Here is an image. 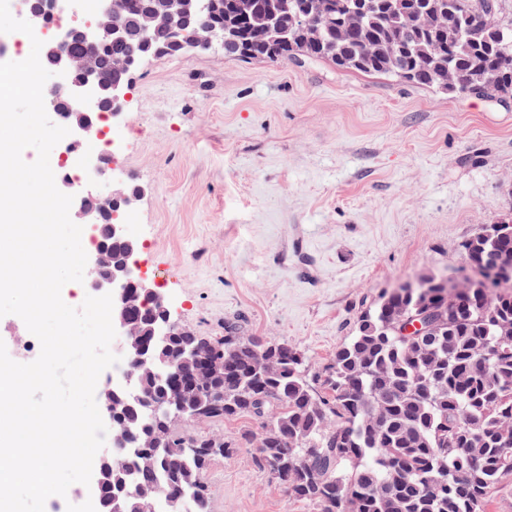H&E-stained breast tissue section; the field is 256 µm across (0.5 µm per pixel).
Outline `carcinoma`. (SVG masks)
Returning <instances> with one entry per match:
<instances>
[{
  "mask_svg": "<svg viewBox=\"0 0 512 512\" xmlns=\"http://www.w3.org/2000/svg\"><path fill=\"white\" fill-rule=\"evenodd\" d=\"M119 42L71 40L70 54H91L104 80L120 58H139L193 39L206 25L224 55L242 61L300 58L328 61L343 71L383 75L450 96L512 95V3L509 0H217L197 11L196 22L176 33L160 24L148 32L131 21L160 0H112ZM299 14L303 25L290 17ZM57 113L69 123L82 110L57 95ZM471 288L448 307V280L432 278L385 293L359 316L358 329L336 348L332 362L308 373L297 348L239 336L227 322L224 338L210 344L224 361L183 359L202 337L175 332L160 359L142 336L145 363L130 374L144 401L117 409L130 439L157 434L154 465L124 453L112 470V494L137 500L148 485L171 503L166 512H210L208 487L199 482L224 438L181 433L179 421L252 417L260 437L258 459L288 495L315 501L322 512H383L390 495L398 512H485L491 496L512 482V225L462 244ZM427 314L433 339L407 329ZM160 308L135 303L129 321L147 328ZM201 392L183 413L150 419V407L177 388ZM476 456L479 468L469 470Z\"/></svg>",
  "mask_w": 512,
  "mask_h": 512,
  "instance_id": "1",
  "label": "carcinoma"
}]
</instances>
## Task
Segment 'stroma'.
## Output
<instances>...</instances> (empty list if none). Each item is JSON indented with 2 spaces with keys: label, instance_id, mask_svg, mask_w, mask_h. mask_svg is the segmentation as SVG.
I'll return each mask as SVG.
<instances>
[{
  "label": "stroma",
  "instance_id": "obj_1",
  "mask_svg": "<svg viewBox=\"0 0 512 512\" xmlns=\"http://www.w3.org/2000/svg\"><path fill=\"white\" fill-rule=\"evenodd\" d=\"M110 125L135 258L171 319L208 339L242 332L304 354L310 372L361 311L404 283L455 275L462 244L512 217V96L450 97L327 62H244L223 49L150 58ZM0 341L20 363L40 342L15 315ZM224 437L204 481L210 512H321L240 447L248 417L185 422Z\"/></svg>",
  "mask_w": 512,
  "mask_h": 512
}]
</instances>
